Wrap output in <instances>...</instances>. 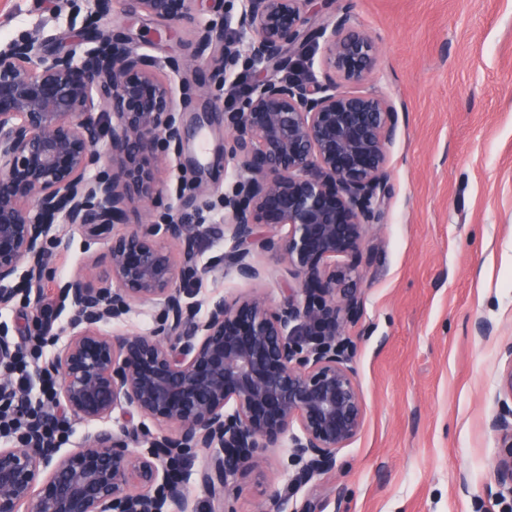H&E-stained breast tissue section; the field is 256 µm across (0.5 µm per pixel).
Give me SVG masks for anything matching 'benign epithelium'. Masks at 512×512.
<instances>
[{"mask_svg": "<svg viewBox=\"0 0 512 512\" xmlns=\"http://www.w3.org/2000/svg\"><path fill=\"white\" fill-rule=\"evenodd\" d=\"M190 2L87 0L69 50L48 51L34 33L0 48V308L23 293L43 341L65 337L45 367L61 380L55 406L85 421L118 411L129 424L120 434H92L63 456L30 425L17 445L0 448V512H191L185 475L171 466L199 453L198 483L234 512L236 477L259 468L268 449L288 445L283 469L299 489L335 469L363 428L344 336L360 311L364 243L383 219L397 112L381 95L344 91L340 81L361 83L377 47L347 10L316 23L313 0H241L237 35L220 46L212 25L199 29L193 57L218 48L216 88L244 54L264 74L239 107L224 111V153L237 174L224 194L221 232L232 241L224 267L258 281L254 257L272 252L296 281L278 307L259 295H214L199 319L187 298L200 278L202 212L169 204L155 223L116 231L134 206L161 204L159 173L186 139L162 70L188 62L161 64L98 26L117 3L173 21ZM59 224L82 229L90 245L108 239V285L56 277L49 256ZM45 283L66 318L56 328L43 321ZM137 302L158 309L150 333L109 336L104 328ZM19 350L0 330V390ZM498 396L490 428L495 498L504 501L512 498V346Z\"/></svg>", "mask_w": 512, "mask_h": 512, "instance_id": "7a95c632", "label": "benign epithelium"}]
</instances>
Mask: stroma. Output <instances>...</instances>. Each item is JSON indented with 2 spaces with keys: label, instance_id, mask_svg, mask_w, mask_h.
Here are the masks:
<instances>
[{
  "label": "stroma",
  "instance_id": "obj_1",
  "mask_svg": "<svg viewBox=\"0 0 512 512\" xmlns=\"http://www.w3.org/2000/svg\"><path fill=\"white\" fill-rule=\"evenodd\" d=\"M348 9L378 48L361 83L397 114L387 147L383 221L370 234L371 261L359 283L361 308L345 339L366 404L360 435L332 472L301 490L274 448L259 470L240 477L237 512H255L263 495L289 504L311 499L319 512H512L495 500L489 427L498 411V377L512 347V0H328L316 15L334 21ZM239 0H214L164 26L114 8L107 25L157 60L192 54L206 24L236 34ZM82 13L54 15L51 0H0V47L21 32H41L68 49ZM209 57L172 74L185 120L205 112L207 151L169 153L161 173L164 203L201 208L193 288L197 313L214 293L262 295L278 306L292 277L279 255L264 253L265 277L245 282L215 269L231 249L216 234L235 174L224 159V107L234 105L253 70L239 66L222 90L210 86ZM106 242L87 245L67 227L51 250L58 276L80 271L88 254L107 262ZM489 323V337L476 330Z\"/></svg>",
  "mask_w": 512,
  "mask_h": 512
}]
</instances>
